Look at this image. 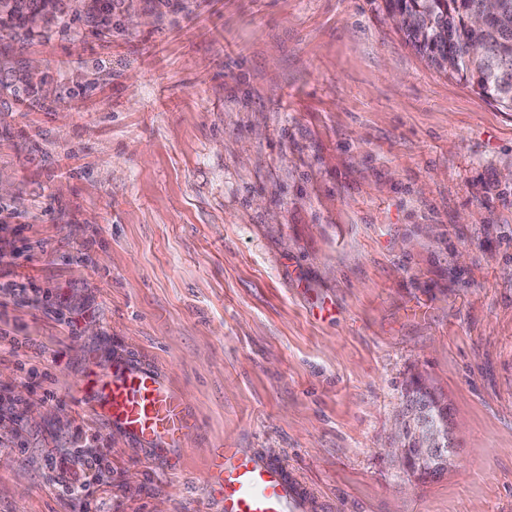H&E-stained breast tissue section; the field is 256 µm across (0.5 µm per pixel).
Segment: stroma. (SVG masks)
Listing matches in <instances>:
<instances>
[{"label":"stroma","mask_w":512,"mask_h":512,"mask_svg":"<svg viewBox=\"0 0 512 512\" xmlns=\"http://www.w3.org/2000/svg\"><path fill=\"white\" fill-rule=\"evenodd\" d=\"M75 2L0 32V512H217L227 445L311 512H512V112L385 0ZM119 356L185 396L179 461L82 400ZM414 376L427 479L385 453ZM403 397L402 418L407 426L400 424L397 439L391 448H387L388 453L403 471H410L418 461L415 458L419 456L421 466H425V462L437 459L441 462L439 465L441 468L449 469L453 464V453L450 449L451 441L448 435V405L419 378L410 382ZM419 421L429 423L443 431V448H448V453L439 456L443 444L442 433ZM410 425L411 430L409 431L407 427ZM413 445L416 448H410ZM418 448L421 455L418 453Z\"/></svg>","instance_id":"1"}]
</instances>
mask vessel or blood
I'll return each instance as SVG.
<instances>
[{"label":"vessel or blood","mask_w":512,"mask_h":512,"mask_svg":"<svg viewBox=\"0 0 512 512\" xmlns=\"http://www.w3.org/2000/svg\"><path fill=\"white\" fill-rule=\"evenodd\" d=\"M93 407L109 426L154 455L169 457L196 419L157 367L115 358L92 381ZM203 481L221 512H306L310 494L277 466L244 448H216Z\"/></svg>","instance_id":"vessel-or-blood-1"}]
</instances>
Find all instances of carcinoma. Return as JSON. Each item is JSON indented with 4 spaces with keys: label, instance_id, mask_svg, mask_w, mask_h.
<instances>
[{
    "label": "carcinoma",
    "instance_id": "obj_1",
    "mask_svg": "<svg viewBox=\"0 0 512 512\" xmlns=\"http://www.w3.org/2000/svg\"><path fill=\"white\" fill-rule=\"evenodd\" d=\"M58 0H8L0 28L29 32L54 13ZM412 47L437 70L512 112V0H386ZM403 422L424 421L448 435V405L417 378L405 389Z\"/></svg>",
    "mask_w": 512,
    "mask_h": 512
}]
</instances>
